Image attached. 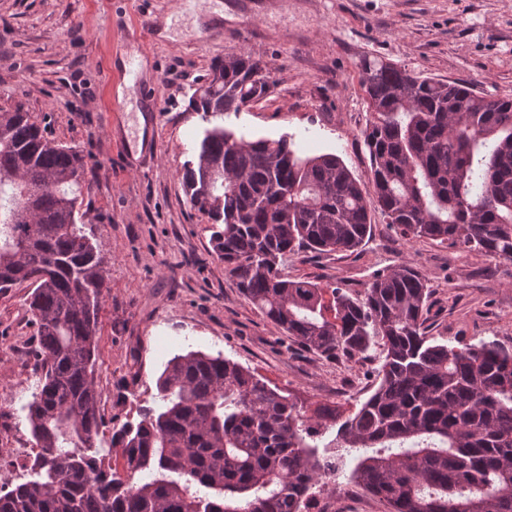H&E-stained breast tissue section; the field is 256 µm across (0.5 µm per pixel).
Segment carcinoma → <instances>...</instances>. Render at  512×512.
I'll return each mask as SVG.
<instances>
[{
	"mask_svg": "<svg viewBox=\"0 0 512 512\" xmlns=\"http://www.w3.org/2000/svg\"><path fill=\"white\" fill-rule=\"evenodd\" d=\"M372 199L333 153L206 130L183 180L217 224L225 275L303 348L351 360L379 351L380 382L324 441L326 410L306 414L278 387L220 354L169 359L160 404L105 437L94 371L105 271L85 231L80 151L47 139L24 112H0V293L31 288L41 372L27 404L25 481L0 489V512H301L323 463L388 512H512V350L436 344L430 289L400 264L353 298L290 279L285 256L354 252L372 212L409 239L512 262V97L362 62ZM269 72L241 50L210 67L189 107L222 115L264 98ZM123 448L118 472L103 443Z\"/></svg>",
	"mask_w": 512,
	"mask_h": 512,
	"instance_id": "1",
	"label": "carcinoma"
}]
</instances>
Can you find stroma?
Segmentation results:
<instances>
[{"mask_svg": "<svg viewBox=\"0 0 512 512\" xmlns=\"http://www.w3.org/2000/svg\"><path fill=\"white\" fill-rule=\"evenodd\" d=\"M157 38H141L143 14ZM243 49L273 85L239 112L206 116L189 100L211 63ZM424 77L512 96V0H0V108L28 113L46 137L77 147L88 219L106 270L95 380L106 426L156 406V379L174 355L222 354L303 404L345 420L373 392L379 363L329 360L294 343L238 292L213 249L214 224L183 182L205 130L291 138L303 156L338 155L364 190L371 162L360 86L363 58ZM146 63L163 112L150 117L138 86L114 109L123 60ZM356 252L289 256V278L363 293L405 263L431 287L436 342L512 348V262L459 246L411 240L372 214ZM29 288L0 293V448L30 445L36 326Z\"/></svg>", "mask_w": 512, "mask_h": 512, "instance_id": "1", "label": "stroma"}]
</instances>
